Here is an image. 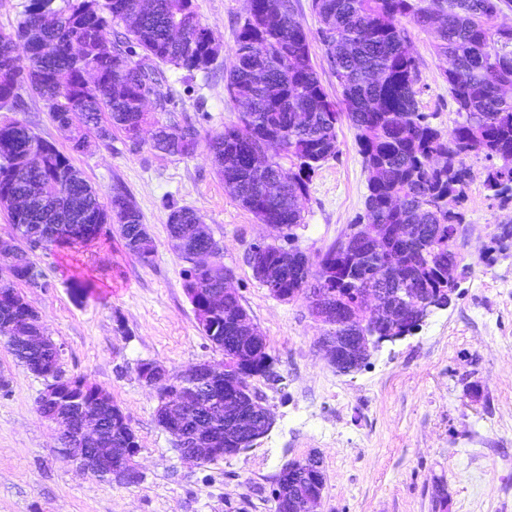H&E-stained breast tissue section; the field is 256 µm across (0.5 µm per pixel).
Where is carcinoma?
Masks as SVG:
<instances>
[{
	"instance_id": "obj_1",
	"label": "carcinoma",
	"mask_w": 512,
	"mask_h": 512,
	"mask_svg": "<svg viewBox=\"0 0 512 512\" xmlns=\"http://www.w3.org/2000/svg\"><path fill=\"white\" fill-rule=\"evenodd\" d=\"M502 2L312 0L318 40L341 90L336 101L312 64L309 36L291 0H250L255 22L241 25L224 77L241 111L224 132L204 138L192 125L151 118L141 104L151 84L158 90L159 111H168L171 90H163V67L207 74L218 57L194 0H27L16 31L0 34V109L15 111L21 91L29 88L75 152L105 144L116 132L130 141L144 126L155 127L150 147L172 157L193 155L204 139L225 190L260 223L283 224L289 231L304 221L294 200L308 195L311 174L336 156V129L348 120L367 172L364 206L387 228L392 274L372 279L374 256L364 245L343 254L333 244L315 265L297 249L269 246L253 275L282 291L288 302L309 300L320 288L332 306L353 310L329 323L333 336H386L390 329L382 321L360 314L359 298L367 290L407 289L398 323L409 326L425 301L446 304L456 289L453 232L465 219L460 206L469 180L466 159L490 161L485 189L512 202V26L497 23ZM120 22L126 28L123 44L107 37L110 24ZM407 23L434 27V48L447 63L444 76L458 115L446 130L419 111L421 78ZM86 38L93 40L90 49L73 55L69 44ZM297 112L306 115V124L294 129ZM270 136L282 138L283 150L266 159L262 144ZM34 148L42 153L39 166L25 160ZM436 156L445 158L440 170L431 167ZM0 187L26 201L11 216L24 236H44L45 246L66 248L100 236L92 223L99 215L111 220L130 254L144 264L153 261V238L132 198L116 190L103 201L68 155L18 120L0 123ZM201 223L199 213L183 207L169 214L167 229L182 239L177 253L187 263L185 293L212 308L210 316H196L199 330L227 359L237 353L235 315L242 303L239 295L224 292L223 269L194 264L196 252L217 245L211 234L195 230ZM30 264L24 256L0 278V318L27 317L12 298L14 283L30 278ZM8 346L29 370L51 364L56 352L52 344L32 352L15 340ZM96 388L90 382L85 392L73 390L68 403L40 398L38 410L48 422L68 424L79 408L93 403ZM117 409L113 402L101 412L104 436L115 450L140 447ZM198 423L224 433V397L190 403L185 427Z\"/></svg>"
}]
</instances>
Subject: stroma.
I'll return each mask as SVG.
<instances>
[{
	"label": "stroma",
	"mask_w": 512,
	"mask_h": 512,
	"mask_svg": "<svg viewBox=\"0 0 512 512\" xmlns=\"http://www.w3.org/2000/svg\"><path fill=\"white\" fill-rule=\"evenodd\" d=\"M312 36V57L331 97L340 89L315 36L311 0H291ZM201 21L221 46L209 74L165 67L172 90L161 121L223 133L238 109L224 88L247 0H195ZM421 72L419 109L448 128L456 105L445 61L429 29L409 25ZM15 120L69 153L102 196L122 185L137 204L155 245L152 263L130 255L104 233L70 249L30 254L40 278L18 284L61 354L64 376L107 389L141 444L143 476L134 486L81 472L58 452L59 431L38 411L45 380L17 362L0 338V512H275L272 490L282 466L317 453L326 477L320 512H512V247L492 250L512 203L501 206L484 187L487 160L471 157L465 220L457 228L460 272L451 304L434 311L405 339L384 343L361 369L342 374L321 347L327 332L306 299L276 300L245 261L266 226L224 189L206 145L189 157L132 146L121 133L88 153L72 151L43 101L24 93ZM338 153L311 177L296 244L317 261L364 211L367 174L349 122L337 127ZM203 216L233 273L251 322L266 336L282 376L253 379L274 423L238 456L196 464L181 458L157 422L158 398L137 365L154 361L181 374L223 356L201 335L183 287L184 262L167 230L171 211ZM79 275L96 287L80 299Z\"/></svg>",
	"instance_id": "obj_1"
}]
</instances>
